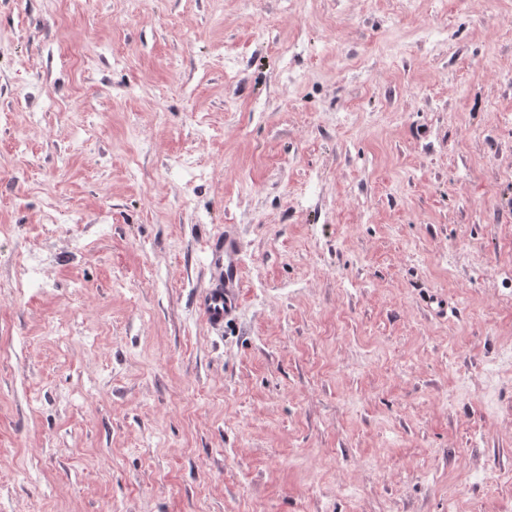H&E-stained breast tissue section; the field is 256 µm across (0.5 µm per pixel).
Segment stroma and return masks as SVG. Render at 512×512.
I'll use <instances>...</instances> for the list:
<instances>
[{
    "instance_id": "stroma-1",
    "label": "stroma",
    "mask_w": 512,
    "mask_h": 512,
    "mask_svg": "<svg viewBox=\"0 0 512 512\" xmlns=\"http://www.w3.org/2000/svg\"><path fill=\"white\" fill-rule=\"evenodd\" d=\"M0 512H512V0H0ZM211 284L199 297L198 309L208 325L220 328L234 315L241 288L239 247L228 232L208 243Z\"/></svg>"
}]
</instances>
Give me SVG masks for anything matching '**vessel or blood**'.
<instances>
[{"label":"vessel or blood","mask_w":512,"mask_h":512,"mask_svg":"<svg viewBox=\"0 0 512 512\" xmlns=\"http://www.w3.org/2000/svg\"><path fill=\"white\" fill-rule=\"evenodd\" d=\"M211 284L200 296L198 309L208 325L223 327L237 307L240 288L239 247L236 238L227 234L211 240Z\"/></svg>","instance_id":"vessel-or-blood-1"}]
</instances>
